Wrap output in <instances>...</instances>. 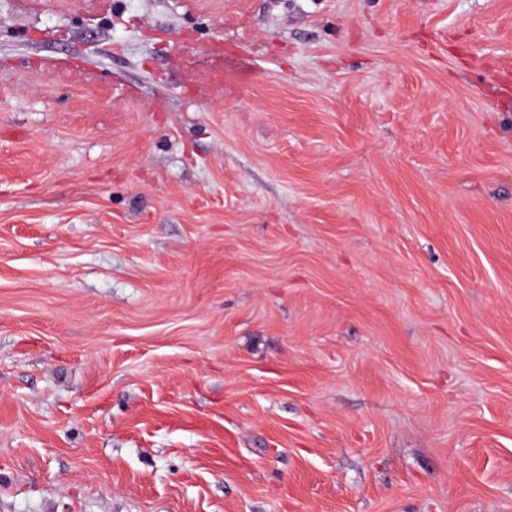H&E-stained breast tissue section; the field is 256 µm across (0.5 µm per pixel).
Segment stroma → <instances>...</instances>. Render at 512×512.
Wrapping results in <instances>:
<instances>
[{"mask_svg":"<svg viewBox=\"0 0 512 512\" xmlns=\"http://www.w3.org/2000/svg\"><path fill=\"white\" fill-rule=\"evenodd\" d=\"M512 0H0V512H512Z\"/></svg>","mask_w":512,"mask_h":512,"instance_id":"35a3bbf8","label":"stroma"}]
</instances>
